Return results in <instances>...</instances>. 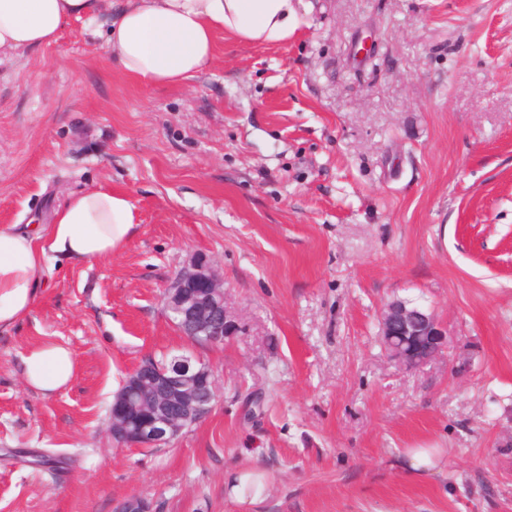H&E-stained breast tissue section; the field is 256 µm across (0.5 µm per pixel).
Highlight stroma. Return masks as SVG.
Returning <instances> with one entry per match:
<instances>
[{"mask_svg": "<svg viewBox=\"0 0 512 512\" xmlns=\"http://www.w3.org/2000/svg\"><path fill=\"white\" fill-rule=\"evenodd\" d=\"M284 45L216 36L188 85L147 88L81 23L0 55V226L70 194L129 195L119 253L41 271L0 333V512H512V0H304ZM238 320L198 344L164 290L195 257ZM428 309L442 356L407 371L383 306ZM68 347L70 385L21 358ZM200 357L209 413L170 444L117 446L109 408L145 358ZM414 448L436 468L407 474ZM75 362L70 349L53 343H39L22 356L26 384L42 393L67 387L74 377ZM253 476L259 478L261 480V484L256 492L249 493L245 490V485ZM263 487L264 482L261 475L258 473L248 472L240 476L239 480L237 482L235 481L231 485V496L237 504H239L242 508L247 509L258 501L264 491Z\"/></svg>", "mask_w": 512, "mask_h": 512, "instance_id": "obj_1", "label": "stroma"}]
</instances>
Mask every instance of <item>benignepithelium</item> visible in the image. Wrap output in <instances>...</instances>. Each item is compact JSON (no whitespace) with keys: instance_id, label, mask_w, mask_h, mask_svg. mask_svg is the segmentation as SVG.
<instances>
[{"instance_id":"7a95c632","label":"benign epithelium","mask_w":512,"mask_h":512,"mask_svg":"<svg viewBox=\"0 0 512 512\" xmlns=\"http://www.w3.org/2000/svg\"><path fill=\"white\" fill-rule=\"evenodd\" d=\"M165 306L186 336L206 344H222L238 329L214 265L196 258L165 290ZM380 338L388 358L411 370L435 359L447 347V336L435 316H412L395 300L380 316ZM216 387L213 371L201 359L179 355L159 362L142 361L112 400L110 432L120 445L156 448L200 421L211 408ZM116 512H152L141 496L123 499Z\"/></svg>"}]
</instances>
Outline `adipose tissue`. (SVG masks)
Segmentation results:
<instances>
[{"mask_svg": "<svg viewBox=\"0 0 512 512\" xmlns=\"http://www.w3.org/2000/svg\"><path fill=\"white\" fill-rule=\"evenodd\" d=\"M106 0H0V52L54 43L73 22L103 25L120 72L145 85L193 81L215 55V36L282 44L296 31L302 0H119L109 17ZM139 223L130 198L98 187L70 195L44 232L0 227V330L31 310L40 271L56 256L91 261L120 251ZM70 349L39 343L22 357L26 384L43 393L74 377Z\"/></svg>", "mask_w": 512, "mask_h": 512, "instance_id": "1", "label": "adipose tissue"}]
</instances>
